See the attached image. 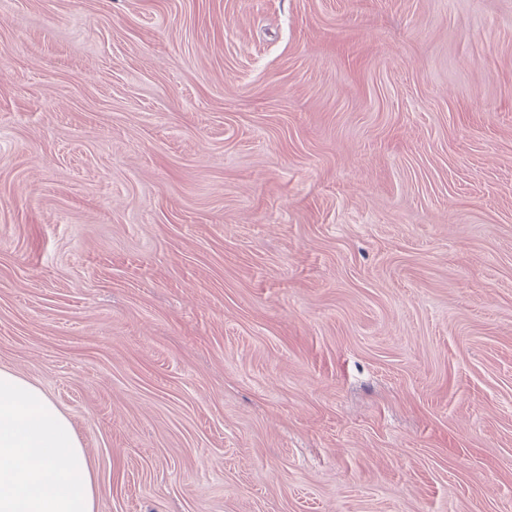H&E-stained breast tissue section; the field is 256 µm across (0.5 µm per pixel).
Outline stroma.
Returning a JSON list of instances; mask_svg holds the SVG:
<instances>
[{"label": "stroma", "mask_w": 512, "mask_h": 512, "mask_svg": "<svg viewBox=\"0 0 512 512\" xmlns=\"http://www.w3.org/2000/svg\"><path fill=\"white\" fill-rule=\"evenodd\" d=\"M95 512H512V0H0V369Z\"/></svg>", "instance_id": "1"}]
</instances>
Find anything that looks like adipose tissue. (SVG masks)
<instances>
[{"mask_svg": "<svg viewBox=\"0 0 512 512\" xmlns=\"http://www.w3.org/2000/svg\"><path fill=\"white\" fill-rule=\"evenodd\" d=\"M96 483L69 419L0 369V512H94Z\"/></svg>", "mask_w": 512, "mask_h": 512, "instance_id": "1", "label": "adipose tissue"}]
</instances>
